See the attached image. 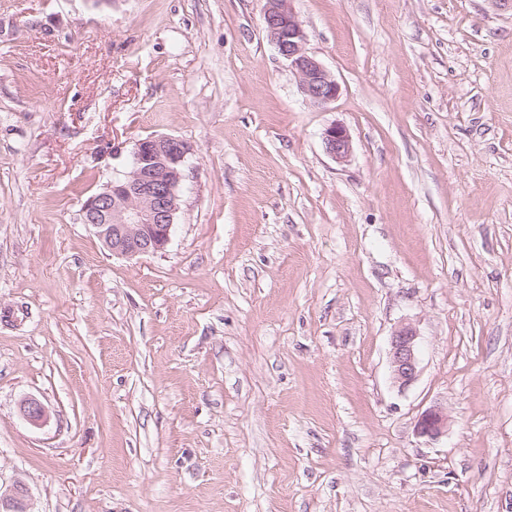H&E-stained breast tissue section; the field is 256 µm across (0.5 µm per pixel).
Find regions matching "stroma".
Masks as SVG:
<instances>
[{
	"instance_id": "stroma-1",
	"label": "stroma",
	"mask_w": 512,
	"mask_h": 512,
	"mask_svg": "<svg viewBox=\"0 0 512 512\" xmlns=\"http://www.w3.org/2000/svg\"><path fill=\"white\" fill-rule=\"evenodd\" d=\"M265 4L0 0V496L512 512V0H291L323 107ZM153 135L192 147L181 211L117 257L81 207ZM288 0H267L264 28L278 54L288 61L302 92L316 106L334 101L340 86L324 66L306 50V33ZM323 143L326 152L336 161H345L352 150V140L348 130L338 124L327 127L323 132ZM391 365L401 386L414 381L418 372L417 333L410 324H401L391 338ZM448 430V413L442 407H433L425 411L417 423V432L431 439L437 438Z\"/></svg>"
}]
</instances>
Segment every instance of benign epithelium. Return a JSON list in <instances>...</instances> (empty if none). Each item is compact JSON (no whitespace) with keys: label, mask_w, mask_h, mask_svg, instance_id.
I'll return each instance as SVG.
<instances>
[{"label":"benign epithelium","mask_w":512,"mask_h":512,"mask_svg":"<svg viewBox=\"0 0 512 512\" xmlns=\"http://www.w3.org/2000/svg\"><path fill=\"white\" fill-rule=\"evenodd\" d=\"M264 28L278 54L288 61L302 92L316 106L334 101L340 86L324 66L306 50V33L289 0H266ZM326 152L338 162L352 150L348 130L338 124L323 132ZM190 146L171 136L137 141L128 169L90 196L82 206L83 222L113 255L132 259L165 250L180 211V185ZM391 365L402 386L418 372L417 333L410 324L400 325L391 338ZM448 430V413L442 407L425 411L417 432L431 439ZM27 490L14 487L6 512H28Z\"/></svg>","instance_id":"7a95c632"}]
</instances>
